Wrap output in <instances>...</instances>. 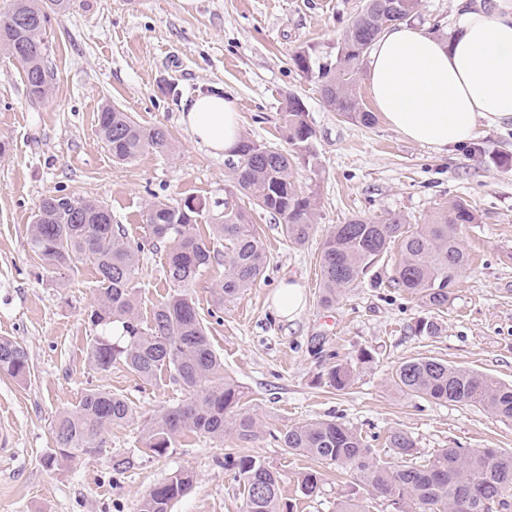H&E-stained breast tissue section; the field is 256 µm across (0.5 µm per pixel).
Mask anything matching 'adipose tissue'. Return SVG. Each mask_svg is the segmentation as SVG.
Wrapping results in <instances>:
<instances>
[{
  "label": "adipose tissue",
  "mask_w": 512,
  "mask_h": 512,
  "mask_svg": "<svg viewBox=\"0 0 512 512\" xmlns=\"http://www.w3.org/2000/svg\"><path fill=\"white\" fill-rule=\"evenodd\" d=\"M367 84L393 129L438 150L469 140L479 122L512 120V12L460 6L445 39L398 23L374 43ZM184 121L214 154H233L241 140L236 105L222 96L196 97Z\"/></svg>",
  "instance_id": "adipose-tissue-1"
}]
</instances>
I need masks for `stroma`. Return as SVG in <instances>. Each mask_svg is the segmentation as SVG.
Instances as JSON below:
<instances>
[{
    "instance_id": "obj_1",
    "label": "stroma",
    "mask_w": 512,
    "mask_h": 512,
    "mask_svg": "<svg viewBox=\"0 0 512 512\" xmlns=\"http://www.w3.org/2000/svg\"><path fill=\"white\" fill-rule=\"evenodd\" d=\"M363 3L72 0L49 18L54 80L39 100L28 98L20 63L0 52V140L10 144L0 154V337L22 345L30 364L26 379L0 376V426L12 436L0 448V512H137L142 495L183 469L196 479L172 512H244V486L224 467L225 455L240 450L284 471L281 495L293 512H336L349 475L321 466L318 492L305 496L296 475L313 462L280 442L288 427L320 419L356 431L383 460L395 429L410 434L425 458L440 448L512 451V423L478 405L404 394L392 382L401 362L434 357L512 383V121L479 124L473 140L486 149L480 155L465 145L439 152L385 120L366 128L329 111L318 82L292 56L305 50L317 63L335 59L336 42ZM206 93L235 100L242 139L283 150L289 144L282 103L289 95L302 101L316 166L297 156L291 173L298 191L316 197L315 227L305 243H289L273 216L243 200L264 240L260 279L217 303L214 290L224 275L217 261L191 290L213 349L246 393L258 439L242 445L190 433L166 454L118 473L112 458L138 448L143 416L177 406L187 394L164 374L146 382L120 365L90 368L97 275L85 263L60 271L45 266L30 250L29 228L49 194L106 205L113 223L142 248L135 296L140 320L150 323L174 287L164 275L166 247L145 222L148 205L191 197L211 213L224 209L228 158L193 140L181 121L188 103ZM106 102L141 126L166 129L170 148L113 162L97 121ZM493 152L506 164L494 165ZM454 199L469 204L477 221L462 228L469 264L450 284L448 307L437 315L439 335L411 332L426 310L417 296L389 285L400 259L395 247L334 306L320 305L321 246L336 225L356 215L424 224ZM284 281L304 291V309L293 320L272 304ZM364 352L371 361L361 362ZM337 363L354 369L341 392L323 378ZM89 387L125 396L133 419L112 430L102 452L44 468L55 416L75 408Z\"/></svg>"
}]
</instances>
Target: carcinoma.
Instances as JSON below:
<instances>
[{
	"label": "carcinoma",
	"instance_id": "cac0c4a2",
	"mask_svg": "<svg viewBox=\"0 0 512 512\" xmlns=\"http://www.w3.org/2000/svg\"><path fill=\"white\" fill-rule=\"evenodd\" d=\"M68 5L69 0H11L8 10L0 14V51L7 54L11 46L26 52L31 61L23 66L31 99L43 97L36 73L51 53L46 31L49 13ZM419 6L420 0H365L338 43L334 64L316 67L306 51L294 54L292 61L298 70L321 82L324 103L331 111L354 125L369 127L375 115L358 96L361 65L381 33L412 18ZM283 111L288 144L305 163H311L314 131L305 119L303 103L290 95ZM98 125L113 160L120 163L136 159L148 148L169 147L165 130L144 128L110 104L101 107ZM235 157L230 187L224 189V212L210 217L213 237L224 241V280L216 289L221 303L254 286L266 263L262 235L238 205V196L252 197L261 209L277 217L284 236L293 244L309 238L316 211L314 195H301L294 188L288 153L244 141ZM205 215V204L193 198L176 205L157 201L148 207L146 223L152 236L167 244L165 278L179 292L157 306L147 326L139 319L134 295L141 246L127 239L121 225L112 223L107 207L68 195H47L34 215L29 247L35 256L55 269L89 263L97 274V307L89 316L98 329L90 346L91 367L106 371L123 365L144 381L166 371L188 394L182 404L144 420L141 447L131 455L113 458L115 471L165 454L188 433L218 440L232 437L243 443L258 437L254 418L243 409L241 386L224 373V361L213 350L187 293L215 258L210 244L197 232ZM475 220L467 203L453 200L414 231L405 230L399 217L373 221L354 216L336 225L322 246L320 303L333 305L396 243L401 261L392 277L393 287L418 295L434 312L442 311L448 306L449 282L468 263L461 227ZM439 332L432 316L419 319L414 326L419 336L433 337ZM28 373L26 349L1 337L0 374L21 380ZM353 376L349 365L337 364L326 372L329 387L337 391L348 388ZM393 383L408 395L479 405L512 422L511 384L436 358L402 362ZM133 415L125 397L104 389L86 390L76 408L56 416L55 448L44 457V465L51 469L62 460L101 452L112 428L127 423ZM280 441L292 454L350 473L355 483L340 496L336 512H363L358 498L361 490L387 502L394 512H490L494 504L504 510L512 507V453L496 448H440L418 464L416 441L407 432L394 430L386 440L394 461H380L360 435L332 420L291 426ZM224 466L243 481L246 512H292L281 499L286 475L278 469L245 454L225 457ZM194 481L191 470L175 473L142 497L138 512H172L174 502L192 489ZM297 482L303 494L311 496L319 490L320 473L303 471Z\"/></svg>",
	"mask_w": 512,
	"mask_h": 512
}]
</instances>
